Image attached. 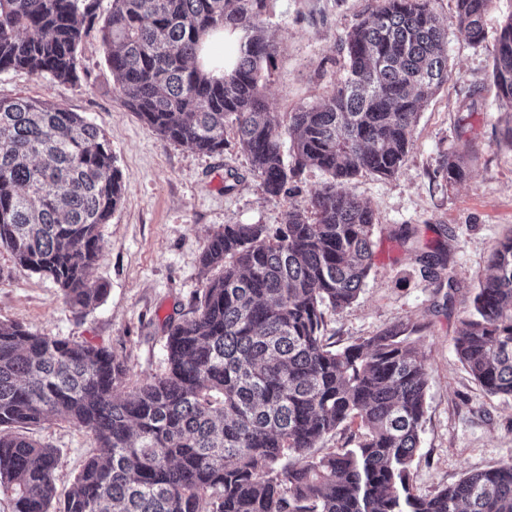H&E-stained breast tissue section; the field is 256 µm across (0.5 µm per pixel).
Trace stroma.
<instances>
[{
    "label": "stroma",
    "mask_w": 512,
    "mask_h": 512,
    "mask_svg": "<svg viewBox=\"0 0 512 512\" xmlns=\"http://www.w3.org/2000/svg\"><path fill=\"white\" fill-rule=\"evenodd\" d=\"M370 0H269L268 30L279 46L266 77V100L282 114L332 94L344 72L339 43L366 14ZM447 25V85L427 101L399 173H364L349 190L377 216L375 260L357 301L326 312L325 340L341 349L399 323L418 325L416 347L431 370L425 420L411 473L413 490L429 494L464 474L512 461V396H490L459 361L454 338L473 309L490 256L512 229V146L502 139L508 116L493 81L497 38L512 0H491L484 38H458L456 0H433ZM112 0H98L97 22L78 46V77L62 83L23 70L0 73V97L23 96L79 113L106 135L126 178L121 204L101 225V252L90 280L105 285L103 302L85 315L65 304L50 279L15 266L0 248V320L30 331L108 347L127 369L124 390L162 373L167 316L187 314L204 285L199 262L208 238L227 224L282 223L327 175L310 167L273 198L251 171L233 130L222 154L207 155L162 139L124 106L105 62L99 21ZM466 157L468 174L449 182L442 168ZM420 249L448 248L453 288L439 290L395 239L401 226ZM22 434L56 448L58 497H65L93 451L89 436L65 419L25 426Z\"/></svg>",
    "instance_id": "obj_1"
}]
</instances>
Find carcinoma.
Masks as SVG:
<instances>
[{
  "label": "carcinoma",
  "mask_w": 512,
  "mask_h": 512,
  "mask_svg": "<svg viewBox=\"0 0 512 512\" xmlns=\"http://www.w3.org/2000/svg\"><path fill=\"white\" fill-rule=\"evenodd\" d=\"M431 2L373 0L341 41L336 91L281 117L264 94L278 53L268 0H112L101 29L106 62L124 104L149 127L221 154L232 126L272 197L307 167L331 183L274 228L226 224L208 239L199 261L217 274L190 316L167 321L164 371L129 392L116 393L126 368L106 348L0 321V495L14 512H512L511 462L428 495L413 491L430 376L418 326L343 349L324 339V311L357 300L373 260L375 214L345 184L400 171L419 109L450 76L448 29ZM490 2L457 0L460 38L483 40ZM94 8L95 0H0V73L74 79ZM219 27L239 34L221 79L195 64ZM493 78L512 108V16ZM444 167L450 182L466 177L459 155ZM124 192L96 125L62 107L0 98V247L51 279L79 314L106 293L88 273L100 226ZM396 237L433 276L448 266V251H419L409 226ZM491 267L454 347L486 393L512 396V234ZM56 418L94 449L55 508L57 450L8 429ZM351 426L344 446L319 454Z\"/></svg>",
  "instance_id": "1"
}]
</instances>
